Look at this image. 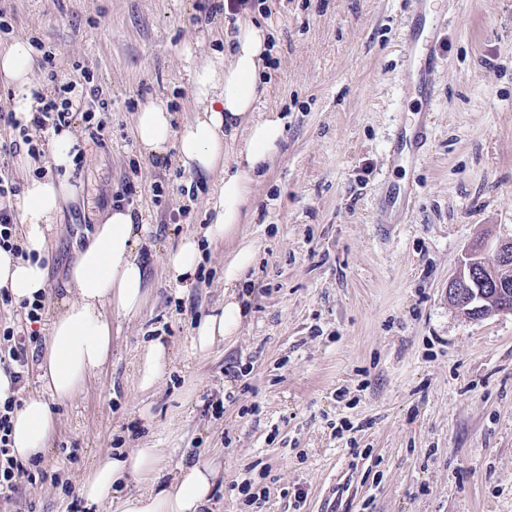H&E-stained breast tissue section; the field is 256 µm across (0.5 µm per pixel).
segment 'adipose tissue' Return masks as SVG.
<instances>
[{"instance_id": "adipose-tissue-1", "label": "adipose tissue", "mask_w": 512, "mask_h": 512, "mask_svg": "<svg viewBox=\"0 0 512 512\" xmlns=\"http://www.w3.org/2000/svg\"><path fill=\"white\" fill-rule=\"evenodd\" d=\"M265 28L250 20L238 22L224 42L222 58L194 69L192 82L202 109L181 128H174L164 102L146 103L136 115L135 136L145 152L175 149L177 162L201 175L221 172L211 204L213 217L203 237L187 234L162 259L163 273L177 286L189 282L201 262L205 241L224 240L233 247L224 257V306L204 317L195 329L192 347L208 351L216 342L234 343L246 310L238 297L246 271L258 248L239 237L240 224L253 206L252 186L279 152L285 125L274 112L257 113L261 82L268 68ZM34 61L27 42L0 49V80L19 88L32 86ZM73 189L66 181L35 179L19 206L27 258L0 249V287L15 301L33 299L47 288L48 271L40 262L47 234ZM148 232L131 210H110L93 230L87 247L70 272L61 308L51 322L40 354V394L25 399L11 419V453L27 460L45 454L56 432L53 405L72 402L87 380L106 365L112 347V324L105 308L127 318L139 316L149 296L151 266L141 253ZM159 451L138 448L104 454L84 478L80 494L91 503L117 493L119 512H207L218 473L208 465L181 466L173 480L158 490L122 493L130 478L153 473Z\"/></svg>"}]
</instances>
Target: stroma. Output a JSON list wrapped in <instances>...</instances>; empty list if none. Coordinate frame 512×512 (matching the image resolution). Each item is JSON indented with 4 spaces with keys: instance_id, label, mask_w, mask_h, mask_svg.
Instances as JSON below:
<instances>
[{
    "instance_id": "35a3bbf8",
    "label": "stroma",
    "mask_w": 512,
    "mask_h": 512,
    "mask_svg": "<svg viewBox=\"0 0 512 512\" xmlns=\"http://www.w3.org/2000/svg\"><path fill=\"white\" fill-rule=\"evenodd\" d=\"M217 0H6L0 46L39 40L59 78L92 81L112 102L95 144L72 123L83 169L53 225L46 309L35 323L19 399L69 271L127 183L149 224L152 293L143 314L111 315L112 354L70 404L36 475L0 494V512H117L81 483L114 449H159L160 482L181 462L221 469L212 512H512V313L464 315L448 281L470 246L512 239V0H266L269 93L286 139L253 187L240 227L258 244L245 275L248 319L234 344L191 347L224 305L229 243L206 247L203 279L170 284L159 263L202 234L214 177L174 152L143 157L137 112L167 101L175 125L199 107L194 68L224 49L235 19ZM447 19L433 75L428 145L398 142L422 101L403 42ZM161 199H154V187ZM412 189L399 223L381 200ZM164 337L169 364L141 390L142 348ZM266 489L248 503L243 481Z\"/></svg>"
}]
</instances>
